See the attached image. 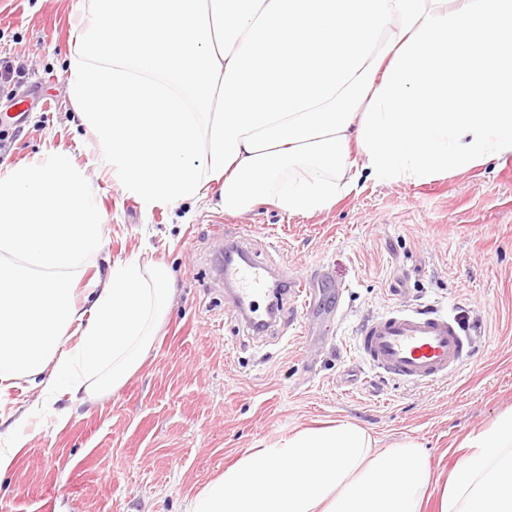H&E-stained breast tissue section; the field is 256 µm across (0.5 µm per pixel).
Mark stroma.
Segmentation results:
<instances>
[{
    "instance_id": "obj_1",
    "label": "stroma",
    "mask_w": 512,
    "mask_h": 512,
    "mask_svg": "<svg viewBox=\"0 0 512 512\" xmlns=\"http://www.w3.org/2000/svg\"><path fill=\"white\" fill-rule=\"evenodd\" d=\"M86 0H0V57L20 71L0 94L38 85L48 110L0 122V176L60 150L90 178L104 216L92 270L138 258L166 265L173 301L143 366L100 401L43 422L0 480V512H184L185 503L257 443L345 419L379 447L417 443L444 483L464 438L512 409V155L426 183L360 181L332 208L291 216L262 203L240 215L201 200L145 209L99 162L95 133L65 93L72 32ZM239 245L252 263L307 280L300 310L269 295L251 317L235 311L220 252ZM435 307L468 331L473 355L452 380L423 388L379 377L345 386L363 364L355 333L400 306ZM267 319V318H266Z\"/></svg>"
}]
</instances>
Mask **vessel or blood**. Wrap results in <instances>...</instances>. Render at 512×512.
<instances>
[{"label":"vessel or blood","mask_w":512,"mask_h":512,"mask_svg":"<svg viewBox=\"0 0 512 512\" xmlns=\"http://www.w3.org/2000/svg\"><path fill=\"white\" fill-rule=\"evenodd\" d=\"M225 274L242 283L241 298L255 296L264 287V276L254 267L230 265ZM355 347L375 373L424 386L447 381L472 354L471 340L455 316L407 306L365 322Z\"/></svg>","instance_id":"obj_1"}]
</instances>
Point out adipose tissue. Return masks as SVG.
Instances as JSON below:
<instances>
[{"mask_svg": "<svg viewBox=\"0 0 512 512\" xmlns=\"http://www.w3.org/2000/svg\"><path fill=\"white\" fill-rule=\"evenodd\" d=\"M68 95L113 180L143 205L204 197L330 209L362 175L424 182L512 154V0H89ZM84 170L62 152L0 176V393L39 388L23 425L118 390L173 290L162 265L114 264ZM440 512H512V411L462 445ZM427 456L339 419L246 452L186 512H419Z\"/></svg>", "mask_w": 512, "mask_h": 512, "instance_id": "1", "label": "adipose tissue"}]
</instances>
